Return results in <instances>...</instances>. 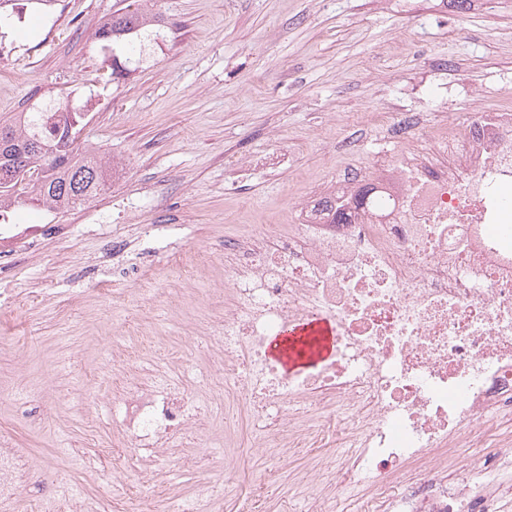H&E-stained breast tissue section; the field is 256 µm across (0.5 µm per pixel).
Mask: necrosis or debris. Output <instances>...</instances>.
I'll return each mask as SVG.
<instances>
[{
	"mask_svg": "<svg viewBox=\"0 0 512 512\" xmlns=\"http://www.w3.org/2000/svg\"><path fill=\"white\" fill-rule=\"evenodd\" d=\"M401 148L368 168L337 169L332 198L363 186L384 210L351 209L331 223L300 204L298 224H254L224 246L231 286L210 343L222 371L203 376L224 403V429L251 447L316 439L324 417L342 425L336 467L312 463L306 512H336L357 488L387 512H497L512 480V443L491 428L512 410V105L477 118L436 110L371 112ZM313 320L333 330L331 353L300 370L270 361L266 341ZM183 364L123 371L115 411L124 452L86 454V470L121 482L130 460L165 498L172 451L205 419ZM29 455L0 434V512H17L36 480Z\"/></svg>",
	"mask_w": 512,
	"mask_h": 512,
	"instance_id": "necrosis-or-debris-1",
	"label": "necrosis or debris"
}]
</instances>
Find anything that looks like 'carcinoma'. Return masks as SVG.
Returning a JSON list of instances; mask_svg holds the SVG:
<instances>
[{
    "instance_id": "cac0c4a2",
    "label": "carcinoma",
    "mask_w": 512,
    "mask_h": 512,
    "mask_svg": "<svg viewBox=\"0 0 512 512\" xmlns=\"http://www.w3.org/2000/svg\"><path fill=\"white\" fill-rule=\"evenodd\" d=\"M149 26L138 6L112 13L97 30V39L117 46ZM75 112L60 124L48 108L32 107L0 122V171L25 172L28 180L0 181V216L23 205L67 210L83 205L112 187L102 157L94 149L76 147Z\"/></svg>"
}]
</instances>
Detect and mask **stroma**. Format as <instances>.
Returning a JSON list of instances; mask_svg holds the SVG:
<instances>
[{"mask_svg":"<svg viewBox=\"0 0 512 512\" xmlns=\"http://www.w3.org/2000/svg\"><path fill=\"white\" fill-rule=\"evenodd\" d=\"M128 0H0V118L31 104L83 113L80 146L110 157L112 187L60 212L13 209L11 224H63L36 251L15 243L0 271V432L33 456L47 483L111 499L123 512L145 478L114 489L72 461L119 442L112 416V343L151 336L144 366L176 359L216 367L210 318L224 310L226 236L282 224L337 167L371 165L395 148L372 138L367 114L512 102V0L460 11L451 0H146L151 26L132 38L128 71L110 80L112 52L95 33ZM367 141L333 152L337 135ZM153 224L140 239L132 225ZM122 242L113 259V242ZM165 300H142L139 288ZM90 403H82V396ZM327 442L283 448L285 467L227 466L215 451L166 480L182 498L218 490L215 512H297L293 494Z\"/></svg>","mask_w":512,"mask_h":512,"instance_id":"stroma-1","label":"stroma"}]
</instances>
